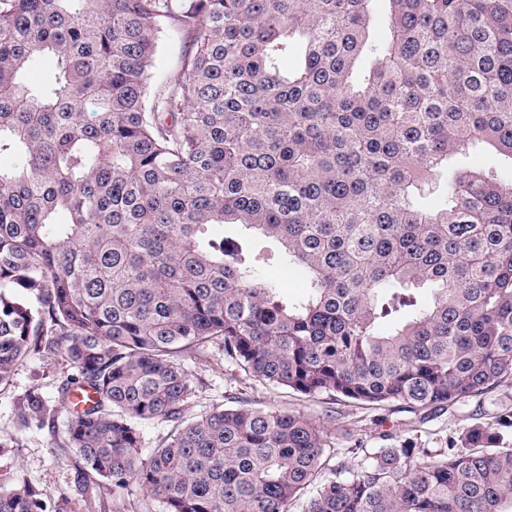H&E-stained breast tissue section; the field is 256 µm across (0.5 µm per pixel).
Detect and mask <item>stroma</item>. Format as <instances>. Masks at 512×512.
<instances>
[{"label":"stroma","instance_id":"obj_1","mask_svg":"<svg viewBox=\"0 0 512 512\" xmlns=\"http://www.w3.org/2000/svg\"><path fill=\"white\" fill-rule=\"evenodd\" d=\"M252 247L262 257L268 279L289 295L302 291L299 273L281 266L275 243L256 238ZM182 363L194 382L191 413L243 404L300 412L326 428L340 461L391 445L448 448L471 427L494 423L497 414L512 411V377L486 394L422 418L395 404L366 406L266 384L225 362L222 349L214 343L188 353ZM69 372L60 357L35 351L17 365L9 384L0 387V484H21L42 492L47 512H158L156 502L135 485L118 500L108 491L88 489L89 478L74 450L65 446L62 433L39 427L33 420L22 421V399L32 393L56 400Z\"/></svg>","mask_w":512,"mask_h":512}]
</instances>
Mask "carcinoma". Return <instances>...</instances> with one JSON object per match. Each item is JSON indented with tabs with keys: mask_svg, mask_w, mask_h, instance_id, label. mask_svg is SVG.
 <instances>
[{
	"mask_svg": "<svg viewBox=\"0 0 512 512\" xmlns=\"http://www.w3.org/2000/svg\"><path fill=\"white\" fill-rule=\"evenodd\" d=\"M0 0V386L74 370L23 422L161 512H507L512 412L460 447L329 464L325 429L189 415L179 361L218 343L307 396L443 410L512 376V0ZM185 46L177 80L160 43ZM294 69L282 67L288 54ZM49 56L47 83L29 71ZM226 224L242 235L216 233ZM280 247L304 293L264 279ZM170 431L141 458L139 425ZM0 486V512H45ZM252 247L256 254L264 257L262 270L268 279L278 283L291 296L298 295L302 291L303 283L299 273L294 269L281 266L279 249L275 243L255 237L252 241ZM286 271H288V278L285 276Z\"/></svg>",
	"mask_w": 512,
	"mask_h": 512,
	"instance_id": "obj_1",
	"label": "carcinoma"
}]
</instances>
